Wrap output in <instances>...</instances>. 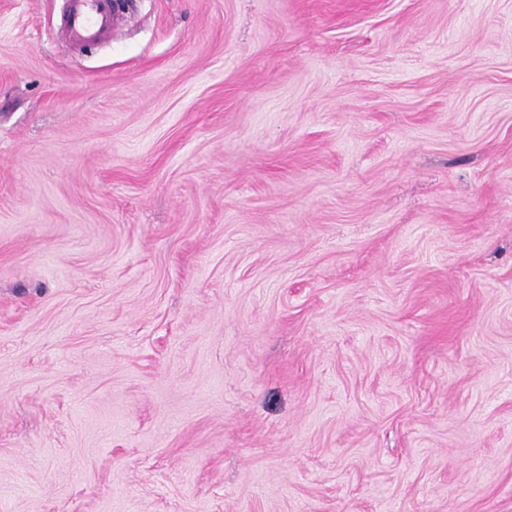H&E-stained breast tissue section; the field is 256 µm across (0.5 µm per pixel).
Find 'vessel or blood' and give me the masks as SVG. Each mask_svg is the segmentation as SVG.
Segmentation results:
<instances>
[{
  "label": "vessel or blood",
  "mask_w": 512,
  "mask_h": 512,
  "mask_svg": "<svg viewBox=\"0 0 512 512\" xmlns=\"http://www.w3.org/2000/svg\"><path fill=\"white\" fill-rule=\"evenodd\" d=\"M68 11L59 32L70 43L88 46L111 39L118 17L113 0H67Z\"/></svg>",
  "instance_id": "vessel-or-blood-1"
}]
</instances>
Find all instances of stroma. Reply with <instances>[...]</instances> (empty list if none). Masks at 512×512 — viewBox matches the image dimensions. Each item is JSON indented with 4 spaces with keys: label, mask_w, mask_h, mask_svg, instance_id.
<instances>
[{
    "label": "stroma",
    "mask_w": 512,
    "mask_h": 512,
    "mask_svg": "<svg viewBox=\"0 0 512 512\" xmlns=\"http://www.w3.org/2000/svg\"><path fill=\"white\" fill-rule=\"evenodd\" d=\"M0 0V512H512V0ZM68 11L59 27L62 38L76 45L88 46L112 39L118 17L113 0H67Z\"/></svg>",
    "instance_id": "stroma-1"
}]
</instances>
